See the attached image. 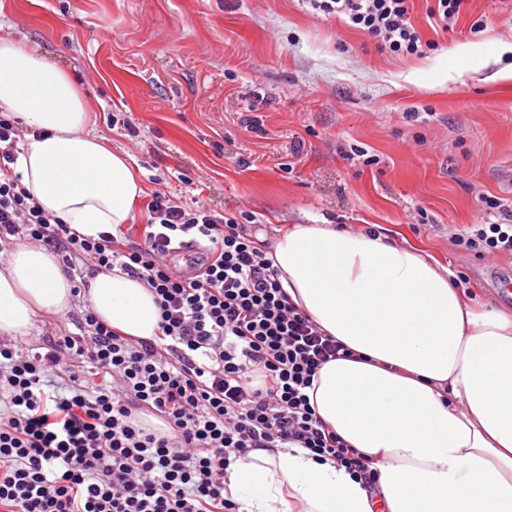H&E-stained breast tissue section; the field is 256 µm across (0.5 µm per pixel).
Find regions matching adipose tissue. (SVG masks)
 Returning a JSON list of instances; mask_svg holds the SVG:
<instances>
[{"label":"adipose tissue","mask_w":512,"mask_h":512,"mask_svg":"<svg viewBox=\"0 0 512 512\" xmlns=\"http://www.w3.org/2000/svg\"><path fill=\"white\" fill-rule=\"evenodd\" d=\"M0 107L30 131L17 170L47 214L93 238L131 221L143 182L91 131L71 72L0 39ZM269 258L292 302L353 352L324 364L308 396L377 482L295 445L253 448L224 474L238 512H512V312L466 304L448 270L380 233L293 224ZM72 291L54 254L15 246L0 334L26 335ZM87 297L115 331L154 338L159 308L138 279L100 270Z\"/></svg>","instance_id":"obj_1"}]
</instances>
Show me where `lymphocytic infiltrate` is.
I'll return each instance as SVG.
<instances>
[{"label": "lymphocytic infiltrate", "mask_w": 512, "mask_h": 512, "mask_svg": "<svg viewBox=\"0 0 512 512\" xmlns=\"http://www.w3.org/2000/svg\"><path fill=\"white\" fill-rule=\"evenodd\" d=\"M413 0H307L396 55L421 53ZM21 134L0 113V241L44 246L64 266L120 267L154 293V340L122 335L84 307L77 335L43 351L0 337V512H237L224 472L251 448L296 445L354 478L370 460L316 413L306 393L325 363L351 350L283 289L268 253L238 217L186 208L162 192L140 233L81 236L46 214L16 170ZM482 221L456 234L480 256L512 255V210L480 199ZM203 245L188 272L167 254ZM149 412L168 426L147 431Z\"/></svg>", "instance_id": "lymphocytic-infiltrate-1"}]
</instances>
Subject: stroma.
I'll use <instances>...</instances> for the list:
<instances>
[{
	"label": "stroma",
	"mask_w": 512,
	"mask_h": 512,
	"mask_svg": "<svg viewBox=\"0 0 512 512\" xmlns=\"http://www.w3.org/2000/svg\"><path fill=\"white\" fill-rule=\"evenodd\" d=\"M431 5L411 18L432 48L408 57L305 0H0V38L78 78L146 193L246 212L270 242L376 228L512 308V257L452 240L480 196L512 203V0H467L445 32Z\"/></svg>",
	"instance_id": "1"
}]
</instances>
